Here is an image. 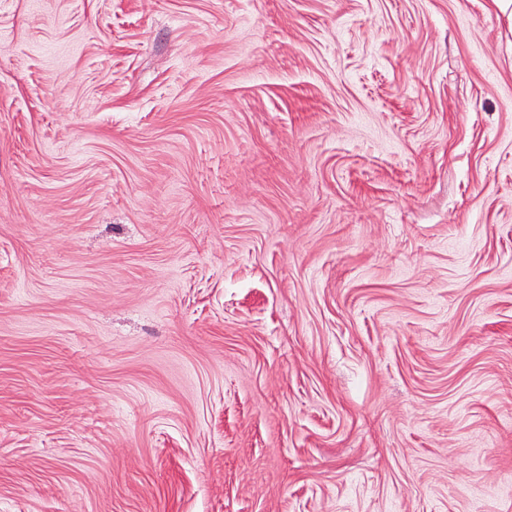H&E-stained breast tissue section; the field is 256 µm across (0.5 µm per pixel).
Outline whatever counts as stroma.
Returning a JSON list of instances; mask_svg holds the SVG:
<instances>
[{
	"label": "stroma",
	"mask_w": 512,
	"mask_h": 512,
	"mask_svg": "<svg viewBox=\"0 0 512 512\" xmlns=\"http://www.w3.org/2000/svg\"><path fill=\"white\" fill-rule=\"evenodd\" d=\"M0 512H512V6L0 0Z\"/></svg>",
	"instance_id": "1"
}]
</instances>
